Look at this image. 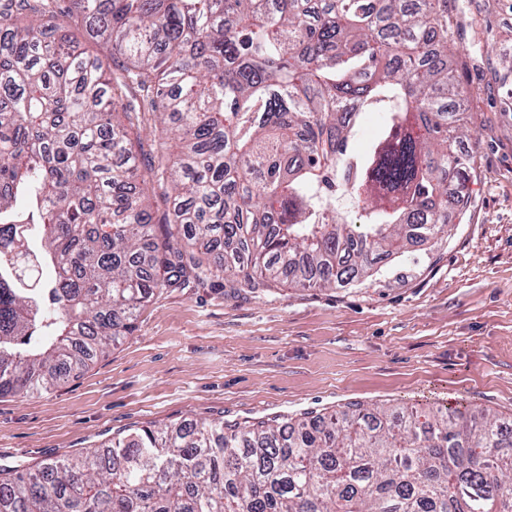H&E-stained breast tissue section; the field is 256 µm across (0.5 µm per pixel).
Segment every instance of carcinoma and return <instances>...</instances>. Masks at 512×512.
Segmentation results:
<instances>
[{"label": "carcinoma", "instance_id": "obj_1", "mask_svg": "<svg viewBox=\"0 0 512 512\" xmlns=\"http://www.w3.org/2000/svg\"><path fill=\"white\" fill-rule=\"evenodd\" d=\"M455 72L448 0H0V394L87 367L163 289L334 288L436 238L469 198ZM132 112L181 143L153 180ZM0 512H512V424L182 420L0 468Z\"/></svg>", "mask_w": 512, "mask_h": 512}]
</instances>
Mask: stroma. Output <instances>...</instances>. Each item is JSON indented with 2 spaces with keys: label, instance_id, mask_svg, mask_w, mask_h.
Listing matches in <instances>:
<instances>
[{
  "label": "stroma",
  "instance_id": "1",
  "mask_svg": "<svg viewBox=\"0 0 512 512\" xmlns=\"http://www.w3.org/2000/svg\"><path fill=\"white\" fill-rule=\"evenodd\" d=\"M474 155L447 231L346 288H170L58 388L0 395V466L57 460L132 429L350 402L462 403L512 420V0H448Z\"/></svg>",
  "mask_w": 512,
  "mask_h": 512
}]
</instances>
